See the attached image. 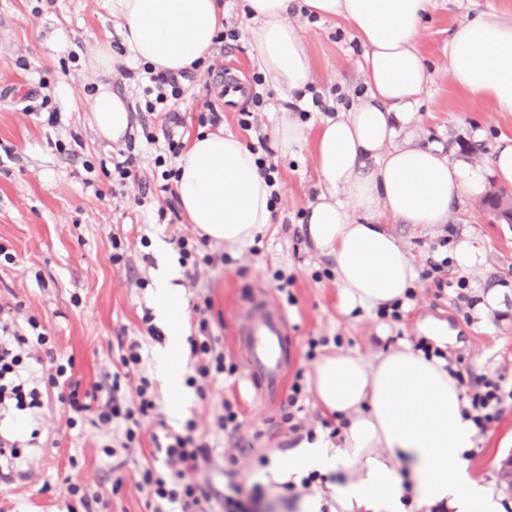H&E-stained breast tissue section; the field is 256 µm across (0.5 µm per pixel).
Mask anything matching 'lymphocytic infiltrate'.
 I'll return each mask as SVG.
<instances>
[{
  "instance_id": "obj_1",
  "label": "lymphocytic infiltrate",
  "mask_w": 512,
  "mask_h": 512,
  "mask_svg": "<svg viewBox=\"0 0 512 512\" xmlns=\"http://www.w3.org/2000/svg\"><path fill=\"white\" fill-rule=\"evenodd\" d=\"M149 84L144 89V109L147 112H167L173 124H180L177 113L168 106L180 99L184 93L182 83L193 76L192 71L181 75L154 72L151 66H144ZM253 86L249 94V106L243 107L237 117L242 130L253 132L255 140L251 151L256 164L272 187V201H279L280 179L278 168L269 163L266 133L256 123L257 112L263 111L268 103L262 86L261 74H253ZM164 142L154 158L156 172L153 176V194L174 195V181L178 180L179 169L170 167L169 159L178 157L184 143L174 133L163 134ZM210 304H194L192 321L194 334L190 337L191 353L197 359L196 374L202 382H209L221 374H234L235 365L226 361L224 348L212 333L209 319ZM28 332L11 328L9 323L0 321V413L25 412L43 406V398L49 389H57V398L72 414L93 412L95 425L104 431L120 430L122 438L118 446L104 445L105 456H114L117 449H129L138 440L143 423L158 415L155 389L146 376L138 372L142 362L139 341H131L120 356L121 368L112 374V396L106 402H98L95 389L82 388L80 381L73 377V364L69 361L51 359L50 372L46 381H38L26 375L25 363L39 359L41 351L47 350L49 336L41 332L35 318H28ZM137 377L135 399L125 403L119 393L125 380ZM465 396L472 409V421L479 432H486L490 425L499 421L506 393L500 377L482 375L466 385ZM194 423H187L184 431L167 432L154 438V451L164 457L165 470L146 465L140 487L145 492L148 507L152 512H257V504L264 497L263 487L243 491L236 482L225 483L223 491H216L212 485L201 484L192 475L199 460L208 458L209 444L197 436Z\"/></svg>"
}]
</instances>
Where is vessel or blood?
<instances>
[{
	"label": "vessel or blood",
	"mask_w": 512,
	"mask_h": 512,
	"mask_svg": "<svg viewBox=\"0 0 512 512\" xmlns=\"http://www.w3.org/2000/svg\"><path fill=\"white\" fill-rule=\"evenodd\" d=\"M232 342L244 356L246 377L258 395L268 403H279L286 389L291 340L284 313L264 289L249 292Z\"/></svg>",
	"instance_id": "vessel-or-blood-1"
}]
</instances>
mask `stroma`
Segmentation results:
<instances>
[{"label":"stroma","mask_w":512,"mask_h":512,"mask_svg":"<svg viewBox=\"0 0 512 512\" xmlns=\"http://www.w3.org/2000/svg\"><path fill=\"white\" fill-rule=\"evenodd\" d=\"M484 10L512 18V0H434L418 34L419 48L430 73L426 93L415 106L414 131L420 145L442 144L452 160L480 170L485 186L512 196L490 171V159L500 136L512 137V112L496 111L488 101L455 88L448 79L450 31L474 12ZM322 95L340 91L344 97L363 92V49L344 24L301 19ZM112 0H0V247L13 262H0V316L25 327L28 317L44 325L58 358H73L74 377L82 388L101 384L100 400L110 396L112 371L122 343L139 336L143 310L153 306L148 282L157 267L156 243L173 234L198 237L188 218L170 224L158 210L164 200L138 205L145 180L151 179L154 147L144 134H161L163 115L136 109L133 81L121 74H104L90 65L104 44H120ZM211 69H199L187 83L172 111L183 120L182 138L198 133L196 117L205 107L220 116L219 126L250 142L240 130L235 108L225 106L213 82V71L235 64L243 72L255 69V52L245 40L213 50ZM132 107L131 130L138 159V176L116 189L107 170L124 142L99 139L89 124L88 103L98 85ZM281 173L280 202L268 231L252 246L211 242L213 267H201L197 278L182 277V310L191 319L194 303L211 299L209 313L215 336L230 346L246 290L271 288V272L285 268L297 277L296 305L286 306L294 341V370L311 380L316 363L306 357L309 337L338 336L343 349L365 358L431 339L446 331L445 351L460 359L462 373L501 377L512 389V224H500L482 208L481 198L454 205L445 224H393L389 230L405 245L416 269H424L433 246L447 242L449 251L471 243L478 262L452 266L464 276L475 306L456 305L453 293L437 294L418 281L416 298L403 307L400 322L389 323L375 311L345 310L332 279L315 282L310 274L333 269L332 257L319 254L307 239L304 212L319 192L314 145L305 142L295 154H274ZM149 238L142 246L141 238ZM120 239L124 259L112 261V241ZM231 263H221V255ZM159 419L141 428V445L108 457L102 452L112 438L85 414L69 428L68 414L57 398L23 417H0V436L17 441L22 462L13 482L0 485V512H66L65 478L84 483L107 501L103 512H150L138 484L152 435L160 428L183 431L170 421L171 396L156 382ZM237 397L240 429L228 434L214 420L224 399ZM185 420L210 446V460L199 465L198 478L223 487L225 459L235 456L236 482L244 489L262 484V512H303L302 503L282 502L279 471L288 463L280 429V408L265 409L244 371L234 379H216L197 394L187 388ZM468 467L500 498L502 512H512V495L503 492L499 470L512 454V400L506 401L499 422L475 434ZM269 464L255 468L258 456Z\"/></svg>","instance_id":"stroma-1"}]
</instances>
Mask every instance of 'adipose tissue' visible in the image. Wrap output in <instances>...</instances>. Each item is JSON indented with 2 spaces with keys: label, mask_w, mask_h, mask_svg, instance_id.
<instances>
[{
  "label": "adipose tissue",
  "mask_w": 512,
  "mask_h": 512,
  "mask_svg": "<svg viewBox=\"0 0 512 512\" xmlns=\"http://www.w3.org/2000/svg\"><path fill=\"white\" fill-rule=\"evenodd\" d=\"M432 0H244L247 39L265 80L296 95L313 84L307 43L290 14L306 9L341 21L364 49L366 90L350 108L325 119L315 133V167L322 188L309 205L307 235L334 257L345 309L367 310L403 299L417 272L402 243L374 215L404 224L447 223L463 197L484 190L477 171H463L441 145L419 146L414 107L428 84L417 37ZM124 53L105 48L94 65L108 73L128 57L177 73L210 55L222 28L219 0H112ZM449 75L461 90L512 112V21L481 12L453 31ZM90 125L101 138L125 134L126 102L100 85L90 100ZM176 191L191 223L209 237L244 246L272 222L271 189L254 155L236 136L194 138L178 161ZM363 219H356L354 210ZM174 273L160 269L154 294L167 327L157 354L166 382L179 386L176 354L184 331ZM325 415L349 420L340 448L316 441L297 449L294 472L341 470L336 512H403L397 468L408 462L420 501L447 503L455 512H500L492 489L469 470L463 454L474 426L462 411L463 392L443 361L409 346L374 360L336 349L322 356L310 382Z\"/></svg>",
  "instance_id": "1"
}]
</instances>
